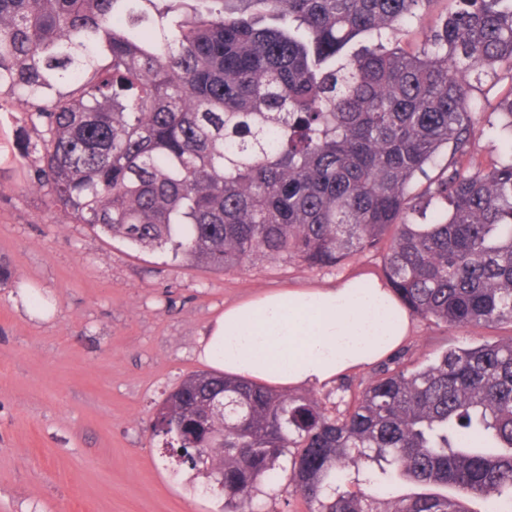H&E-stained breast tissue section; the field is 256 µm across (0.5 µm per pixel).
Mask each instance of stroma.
Listing matches in <instances>:
<instances>
[{"mask_svg": "<svg viewBox=\"0 0 512 512\" xmlns=\"http://www.w3.org/2000/svg\"><path fill=\"white\" fill-rule=\"evenodd\" d=\"M510 95L507 79L485 95L474 143L481 167L512 151L494 110ZM37 139L24 113L0 110V512H217L201 491L206 477L177 466L145 433L154 403L202 370L198 340L224 307L376 274L381 255L322 268L257 257L225 273L136 250L58 222L50 197L28 190L22 152ZM32 288L55 299L51 319L16 308L14 296ZM495 335L415 317L405 346L422 360Z\"/></svg>", "mask_w": 512, "mask_h": 512, "instance_id": "stroma-1", "label": "stroma"}]
</instances>
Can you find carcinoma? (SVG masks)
Here are the masks:
<instances>
[{
  "label": "carcinoma",
  "mask_w": 512,
  "mask_h": 512,
  "mask_svg": "<svg viewBox=\"0 0 512 512\" xmlns=\"http://www.w3.org/2000/svg\"><path fill=\"white\" fill-rule=\"evenodd\" d=\"M433 2L0 0V109L41 127L28 187L65 223L222 271L379 251L411 314L512 328V156L465 173L474 91L512 80V0H454L405 49ZM405 357L342 409L196 372L149 431L173 457L197 449L224 512L282 486L308 512H464L440 496L381 511L395 478L512 501V335ZM456 4L450 0H439L430 9L419 13L418 17L412 19L402 32L401 44L406 48H415L420 44L423 31L434 26L441 17L453 11Z\"/></svg>",
  "instance_id": "1"
}]
</instances>
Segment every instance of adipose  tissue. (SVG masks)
I'll return each instance as SVG.
<instances>
[{"label":"adipose tissue","mask_w":512,"mask_h":512,"mask_svg":"<svg viewBox=\"0 0 512 512\" xmlns=\"http://www.w3.org/2000/svg\"><path fill=\"white\" fill-rule=\"evenodd\" d=\"M410 316L391 286L362 274L226 307L199 340L202 363L275 389L323 390L394 353Z\"/></svg>","instance_id":"obj_1"}]
</instances>
